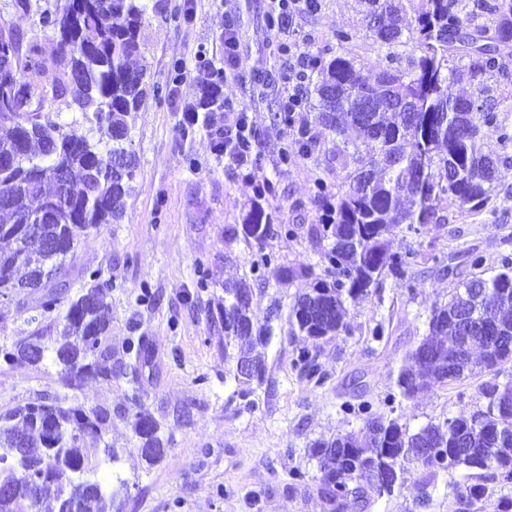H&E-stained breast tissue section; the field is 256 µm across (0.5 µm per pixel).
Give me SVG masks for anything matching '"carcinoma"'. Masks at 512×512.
Returning <instances> with one entry per match:
<instances>
[{"label": "carcinoma", "instance_id": "1", "mask_svg": "<svg viewBox=\"0 0 512 512\" xmlns=\"http://www.w3.org/2000/svg\"><path fill=\"white\" fill-rule=\"evenodd\" d=\"M373 40L386 49L385 65L373 78L359 75L355 60L340 54L327 58L318 50L307 57L301 87L304 103L316 120L336 136V163L355 165L348 190L333 194L316 185L319 215L308 234L319 244L322 273L291 269L266 251L274 235V218L253 206L244 224L228 225L224 239L261 246L252 261V279L224 282V305L217 312L224 325V362L240 384L261 385L264 356L253 346L274 334L269 314L252 311L251 283L269 279L284 286L311 278L288 315L291 336L312 341L347 331V304H357L380 288L389 273L405 278L415 251L394 252L389 237L416 241L431 224H444L439 202L455 196L468 212L485 208L495 191L497 165L512 163V130L500 118V84L512 85V71L497 45L512 40V0H426L427 9L404 23V7L395 0H359ZM144 0H65L54 12L59 73L44 86L23 80L34 62L36 46L21 55V39L0 29V295L23 288L44 289L42 314H54L51 343L33 332L24 343L0 345V363L38 364L46 358L61 366L76 386L89 378H112L108 344V291L112 283L89 273V282L68 299L63 272L68 257L99 224L123 215L138 170L127 150V117L147 96V68L140 56V31L146 21ZM467 60L475 93L448 98L443 89L455 71V58ZM432 96L440 119L423 137L413 104ZM77 107L99 134L97 141L43 118L47 100ZM495 147L484 150V135ZM107 140L110 148H100ZM299 152L312 157L318 142L311 128L299 125ZM123 172L112 170L113 159ZM39 225L40 240L28 235ZM470 271L449 270L458 279L448 302L434 307L426 334L404 358L381 412L367 401L346 402L345 414L362 421L357 433L317 439L307 447L317 461L318 489L342 512L355 497L371 501L392 496L402 474L415 469L422 487L449 471H462L469 506L487 501L489 478L512 487V379L499 381L512 365V258L501 259L493 275L484 276L483 257L468 256ZM296 363L310 379L323 380L316 355L298 351ZM480 364L491 374L481 389L486 405L468 416L430 422L416 431L403 422L397 406L464 379ZM128 410L137 451L153 463L166 450L160 423L138 394ZM112 411L74 399L45 395L23 406L0 411V512L40 509L53 489L47 512H106L107 504L125 497L127 481L105 493L95 479L103 464L116 457L101 445Z\"/></svg>", "mask_w": 512, "mask_h": 512}]
</instances>
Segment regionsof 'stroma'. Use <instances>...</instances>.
<instances>
[{
	"instance_id": "obj_1",
	"label": "stroma",
	"mask_w": 512,
	"mask_h": 512,
	"mask_svg": "<svg viewBox=\"0 0 512 512\" xmlns=\"http://www.w3.org/2000/svg\"><path fill=\"white\" fill-rule=\"evenodd\" d=\"M0 0V27L13 30L23 45L37 46L38 68L24 79L45 85L57 71L55 43L40 14L55 10L58 0H31L30 11ZM150 21L142 30L148 71L146 81L167 90L163 99L148 96L131 113L130 148L139 166L119 223L93 229L74 253L69 267L71 293H78L88 272L111 281L109 343L113 364H128L129 339L144 337L148 361L136 373L113 371L111 378L87 381L71 389L59 366L46 360L36 366H0V409L34 401L42 394L73 396L112 408L105 437L119 458L104 465L99 478L128 483L126 512H330L315 483L294 488V470L316 476L317 464L307 446L320 437L356 432L359 420L341 410L344 402L368 400L382 408L392 378L405 355L426 332L434 305L447 302L457 282L449 265L462 266L468 251L484 259L485 272L497 269L502 256H512V165L499 166L496 192L486 210L463 211L454 197L441 203L448 221L432 224L421 238L408 279L385 276L380 291L349 305V332L307 342L287 333L286 320L264 347L267 371L261 387L244 397L238 385L224 382V327L217 309L224 302V281L244 275L256 255L244 241L225 243L224 228L242 224L254 204L271 212L276 223L297 224L295 235L278 234L269 246L281 264L297 269L319 267L320 247L307 235L306 224L317 215L315 185L331 190L347 187V168L331 163V136L307 121L319 143L315 158L306 159L272 112L288 90L283 75L288 57L316 49H340L356 61L362 75L374 74L384 51L364 33V16L356 0H322L318 15L295 13L289 29L268 28L270 0H148ZM189 20L171 21L174 12ZM234 27L239 41V68L227 67L224 30ZM358 36L337 45L336 28ZM224 71L225 104L244 109L253 124L254 170L276 186L272 196L257 198L253 183L238 176L233 164L217 154L202 126L183 130L180 108L195 100L193 80L176 83L175 69H194L197 53ZM291 54V55H292ZM42 291L0 296V343H15L33 331L51 336L54 316L39 323ZM384 325L386 335L374 341L370 332ZM316 356L323 383L307 379L294 365L301 348ZM487 372L477 370L463 380L420 393L403 402L401 411L411 430L428 422L469 415L484 404L480 388ZM140 393L160 422L171 445L157 463H146L133 450L136 438L122 412L133 393ZM421 475L408 471L392 497L362 506L348 499L343 512H462L449 484L438 477L422 491Z\"/></svg>"
}]
</instances>
